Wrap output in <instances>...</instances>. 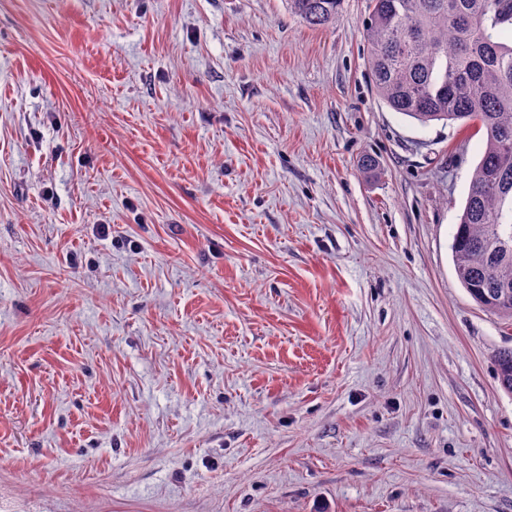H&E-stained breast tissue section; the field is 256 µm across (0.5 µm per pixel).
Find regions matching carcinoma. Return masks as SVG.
Returning a JSON list of instances; mask_svg holds the SVG:
<instances>
[{
	"label": "carcinoma",
	"instance_id": "cac0c4a2",
	"mask_svg": "<svg viewBox=\"0 0 512 512\" xmlns=\"http://www.w3.org/2000/svg\"><path fill=\"white\" fill-rule=\"evenodd\" d=\"M343 0H288L304 24L336 22ZM364 24L377 94L422 124L474 122L486 146L451 243L457 279L482 309L512 321V0H371ZM512 395V347L494 354Z\"/></svg>",
	"mask_w": 512,
	"mask_h": 512
}]
</instances>
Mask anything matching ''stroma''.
Listing matches in <instances>:
<instances>
[{
	"label": "stroma",
	"mask_w": 512,
	"mask_h": 512,
	"mask_svg": "<svg viewBox=\"0 0 512 512\" xmlns=\"http://www.w3.org/2000/svg\"><path fill=\"white\" fill-rule=\"evenodd\" d=\"M368 6L0 0V512H512L485 135L377 96ZM343 0H288L291 13L304 24L324 28L336 22Z\"/></svg>",
	"instance_id": "stroma-1"
}]
</instances>
